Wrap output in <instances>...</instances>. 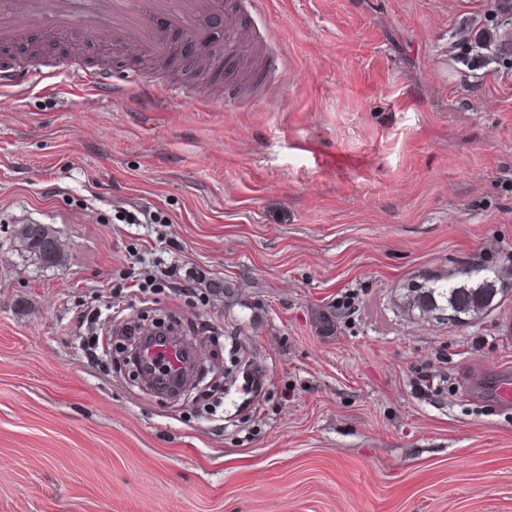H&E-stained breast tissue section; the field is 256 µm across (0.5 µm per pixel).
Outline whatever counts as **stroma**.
<instances>
[{
	"label": "stroma",
	"mask_w": 512,
	"mask_h": 512,
	"mask_svg": "<svg viewBox=\"0 0 512 512\" xmlns=\"http://www.w3.org/2000/svg\"><path fill=\"white\" fill-rule=\"evenodd\" d=\"M224 3L237 47L191 82L179 39L170 68L40 24L0 46L197 95L0 91V512H512V402L471 385L512 368V274L476 317L407 305L512 253V24L492 0ZM144 312L187 331L188 394L123 360ZM23 246L47 263H55L61 256L56 235L45 224H22L17 230Z\"/></svg>",
	"instance_id": "stroma-1"
}]
</instances>
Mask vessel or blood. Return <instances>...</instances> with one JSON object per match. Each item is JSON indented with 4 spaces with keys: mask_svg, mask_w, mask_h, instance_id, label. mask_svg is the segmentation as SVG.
Listing matches in <instances>:
<instances>
[{
    "mask_svg": "<svg viewBox=\"0 0 512 512\" xmlns=\"http://www.w3.org/2000/svg\"><path fill=\"white\" fill-rule=\"evenodd\" d=\"M223 11L224 0H0V45L26 42L40 21L59 32L79 27L95 42L129 45L141 55L164 59L172 53L173 33H189L198 42H205L204 19ZM62 71L68 80L99 90L109 99L129 93L146 103L191 97L182 87L158 94L134 72L128 73L124 84L116 85L108 72L89 70L71 60L63 63ZM45 78L44 71L29 64L2 68L0 90L24 89ZM144 356L151 365L164 360L173 376L184 366L180 350L168 343L149 346ZM476 385L493 400L511 401L512 369L505 367L481 376Z\"/></svg>",
    "mask_w": 512,
    "mask_h": 512,
    "instance_id": "b4317fda",
    "label": "vessel or blood"
}]
</instances>
